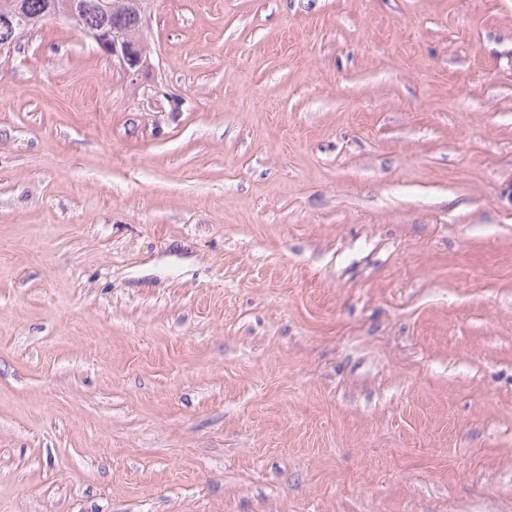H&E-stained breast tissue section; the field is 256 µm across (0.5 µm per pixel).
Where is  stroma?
<instances>
[{"instance_id": "obj_1", "label": "stroma", "mask_w": 512, "mask_h": 512, "mask_svg": "<svg viewBox=\"0 0 512 512\" xmlns=\"http://www.w3.org/2000/svg\"><path fill=\"white\" fill-rule=\"evenodd\" d=\"M148 9L0 57V512H512V0ZM82 4L83 29L97 31L87 36L90 38L98 52L112 59V65L119 68L123 75L131 81H137L145 75L149 69L148 47L144 41V31L149 26L150 14L143 7L150 1H131L137 10V21L127 27H111L108 24L101 25L105 14L99 10L101 0H77ZM75 0H53L51 15L68 16L77 23V30L85 35L81 29L82 22L79 15L78 2ZM101 25V26H100Z\"/></svg>"}]
</instances>
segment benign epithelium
<instances>
[{
    "label": "benign epithelium",
    "instance_id": "benign-epithelium-1",
    "mask_svg": "<svg viewBox=\"0 0 512 512\" xmlns=\"http://www.w3.org/2000/svg\"><path fill=\"white\" fill-rule=\"evenodd\" d=\"M137 21L127 27L119 28L103 24L90 35L98 52L112 59V65L119 68L123 75L136 81L149 69L148 47L144 41V31L149 26L150 14L141 0H136ZM51 15H64L82 26L77 0H52Z\"/></svg>",
    "mask_w": 512,
    "mask_h": 512
}]
</instances>
